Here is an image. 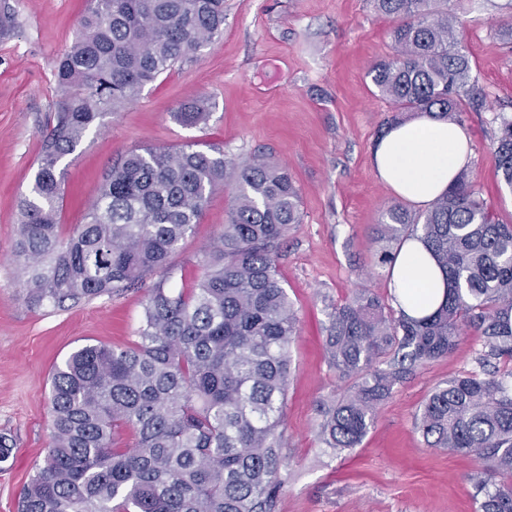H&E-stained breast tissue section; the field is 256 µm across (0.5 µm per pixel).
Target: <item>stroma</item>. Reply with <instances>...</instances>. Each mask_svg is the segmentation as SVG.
<instances>
[{
    "mask_svg": "<svg viewBox=\"0 0 512 512\" xmlns=\"http://www.w3.org/2000/svg\"><path fill=\"white\" fill-rule=\"evenodd\" d=\"M18 32L0 42V434L14 446L0 461V512H17L21 489L50 442L48 397L55 364L88 343L127 346L145 289L65 307L24 302L13 245L18 203L41 163L56 118L55 68L70 47L86 0H9ZM460 37L483 97L463 116L473 146L468 170L500 223L512 224V189L492 143L497 116L512 115V51L498 29L512 0H453ZM391 21L371 0H224V33L195 60L176 64L132 103L107 114L63 171L61 222L83 223L112 164L141 147L215 145L236 161L257 152L286 165L301 190L302 222L277 260L294 302L298 330L282 430L288 484L277 512H476L470 482L480 461L428 448L415 417L436 386L478 371L483 341L464 332L447 357L415 367L376 410L353 449L331 454L317 438L318 400L346 384L325 355L327 314L359 288L389 299L387 267L373 231L398 198L378 179L373 150L392 115L369 70L391 55ZM205 100L206 123L187 126L181 104ZM230 196L216 187L192 233L173 252L170 287H190L200 250L222 232Z\"/></svg>",
    "mask_w": 512,
    "mask_h": 512,
    "instance_id": "stroma-1",
    "label": "stroma"
}]
</instances>
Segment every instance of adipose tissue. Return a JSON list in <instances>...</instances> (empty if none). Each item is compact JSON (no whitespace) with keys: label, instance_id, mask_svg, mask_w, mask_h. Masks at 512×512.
I'll list each match as a JSON object with an SVG mask.
<instances>
[{"label":"adipose tissue","instance_id":"obj_1","mask_svg":"<svg viewBox=\"0 0 512 512\" xmlns=\"http://www.w3.org/2000/svg\"><path fill=\"white\" fill-rule=\"evenodd\" d=\"M472 156L471 138L460 124L427 115L396 124L377 141L379 180L395 195L424 206L445 193ZM390 285L407 299L409 314L434 310L443 298V277L422 244L407 240L390 270Z\"/></svg>","mask_w":512,"mask_h":512}]
</instances>
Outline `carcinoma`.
I'll use <instances>...</instances> for the list:
<instances>
[{"label": "carcinoma", "instance_id": "obj_1", "mask_svg": "<svg viewBox=\"0 0 512 512\" xmlns=\"http://www.w3.org/2000/svg\"><path fill=\"white\" fill-rule=\"evenodd\" d=\"M391 19L394 53L369 74L398 113L460 123L483 106L450 0H372ZM0 6V38L15 34ZM224 32V0H88L56 69L58 112L31 190L19 202L15 257L26 304L62 307L159 279L147 290L136 340L85 344L55 366L50 444L21 492L19 512H276L288 483L280 431L298 317L277 269L300 223L288 167L258 153L185 145L127 152L91 202L87 221L63 230L60 159L103 118ZM206 121L204 102L177 113ZM496 166L512 189V116L500 114ZM231 194L224 231L202 250L190 288L166 287L169 256L192 233L217 185ZM381 262L417 238L445 275L444 300L423 316L366 290L331 308L325 349L350 382L319 401L318 439L355 448L378 405L417 365L445 357L464 331L499 366L434 389L416 417L427 447L474 455L477 512H512V224H501L463 171L419 214L389 207L375 229ZM127 430L133 443L118 446Z\"/></svg>", "mask_w": 512, "mask_h": 512}]
</instances>
